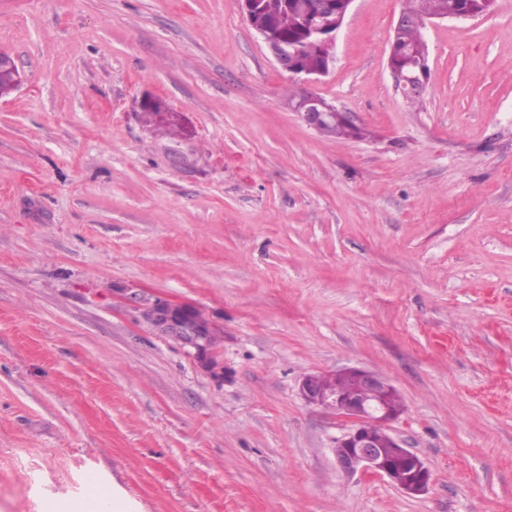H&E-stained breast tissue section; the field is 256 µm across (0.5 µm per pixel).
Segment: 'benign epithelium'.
Wrapping results in <instances>:
<instances>
[{"label": "benign epithelium", "mask_w": 512, "mask_h": 512, "mask_svg": "<svg viewBox=\"0 0 512 512\" xmlns=\"http://www.w3.org/2000/svg\"><path fill=\"white\" fill-rule=\"evenodd\" d=\"M355 0H323L322 11L304 23L303 42L307 49L317 53L323 64L318 68L306 65L299 47H285L270 28L256 26L270 55L279 68L301 84V93L286 102L311 127H322L343 119L353 125L350 114L336 111V105L321 97L311 84L326 75L333 63L336 34L350 13ZM495 0H473L464 13L445 12L440 18L466 20L487 15ZM396 86L407 100L419 98L426 90L429 71L423 59H415L409 50H394L388 61ZM182 308L167 303L155 304L148 317L158 326L193 347L198 354L212 353L206 339L194 331L180 315ZM336 373L346 377L348 387L338 390L336 384L325 385L318 375L302 378L300 391L304 400L322 406L350 420L351 428L336 440V462L348 474L358 472L385 478L399 491L408 495L425 493L431 483V472L425 462L405 448L390 433L389 425L397 420L402 410L395 407L399 394L383 376L361 368L343 367Z\"/></svg>", "instance_id": "obj_1"}]
</instances>
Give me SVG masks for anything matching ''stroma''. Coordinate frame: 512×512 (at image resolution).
Masks as SVG:
<instances>
[{
	"label": "stroma",
	"mask_w": 512,
	"mask_h": 512,
	"mask_svg": "<svg viewBox=\"0 0 512 512\" xmlns=\"http://www.w3.org/2000/svg\"><path fill=\"white\" fill-rule=\"evenodd\" d=\"M355 0L306 125L240 0H0V512H512V0ZM162 99L168 113L141 110ZM198 311L215 370L147 317ZM384 375L427 493L345 474L304 376ZM468 0H405V7L401 12H418L425 17L434 16L437 19L466 20L487 15L491 12L495 0H473V5L464 13L453 10L464 6ZM450 13H448V12ZM453 11V12H451ZM445 12V13H444ZM426 19L427 18L422 19L421 17L413 14L405 15L400 13L394 25V34L403 29L396 37V45L399 44L405 47L414 45L415 54L425 59L428 56V51L424 44L419 43V40L421 35L423 36L422 29L425 26ZM409 26H416L419 29ZM394 39L395 36L393 35L390 43L388 59ZM419 57H413L408 48L398 50L395 47L394 51L392 50L389 61L387 59V65L395 79L396 86L400 89L403 97L409 101L423 95L429 80V66L426 60ZM415 58L418 59L417 63H415Z\"/></svg>",
	"instance_id": "obj_1"
}]
</instances>
